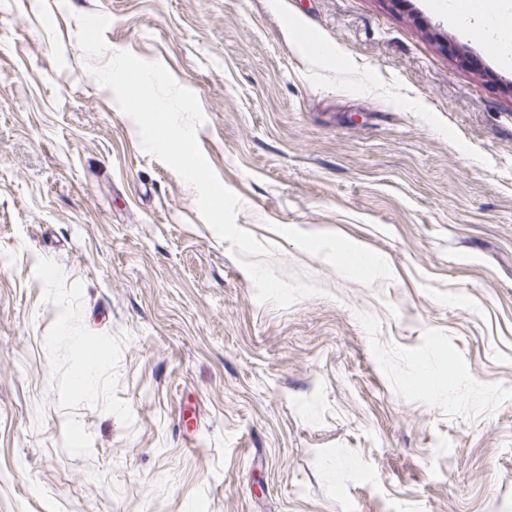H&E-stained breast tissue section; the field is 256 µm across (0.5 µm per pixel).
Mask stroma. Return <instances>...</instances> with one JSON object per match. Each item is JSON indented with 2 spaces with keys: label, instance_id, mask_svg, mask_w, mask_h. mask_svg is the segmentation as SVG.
I'll list each match as a JSON object with an SVG mask.
<instances>
[{
  "label": "stroma",
  "instance_id": "stroma-1",
  "mask_svg": "<svg viewBox=\"0 0 512 512\" xmlns=\"http://www.w3.org/2000/svg\"><path fill=\"white\" fill-rule=\"evenodd\" d=\"M96 11L320 295L257 302L87 71ZM1 256L0 512H512V68L436 0H0ZM334 251L341 268L353 276L370 278L385 265L381 257L364 252L353 243H337ZM84 357L85 360L74 375V382L76 383L80 393L89 394L93 391L96 384V365L100 358L97 355H88L85 353Z\"/></svg>",
  "mask_w": 512,
  "mask_h": 512
}]
</instances>
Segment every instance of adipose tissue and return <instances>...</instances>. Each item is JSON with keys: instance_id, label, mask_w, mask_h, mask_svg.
<instances>
[{"instance_id": "ef3b65f1", "label": "adipose tissue", "mask_w": 512, "mask_h": 512, "mask_svg": "<svg viewBox=\"0 0 512 512\" xmlns=\"http://www.w3.org/2000/svg\"><path fill=\"white\" fill-rule=\"evenodd\" d=\"M449 22L468 27L496 50L502 66H512V0H440Z\"/></svg>"}]
</instances>
